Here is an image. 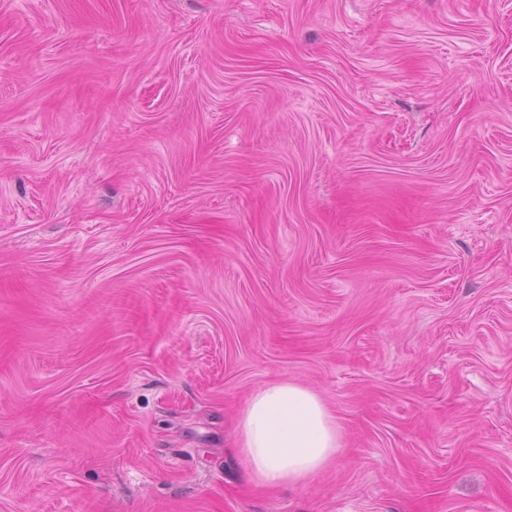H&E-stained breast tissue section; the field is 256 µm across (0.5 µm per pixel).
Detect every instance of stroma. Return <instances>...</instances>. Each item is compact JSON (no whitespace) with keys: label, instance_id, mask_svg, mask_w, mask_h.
Wrapping results in <instances>:
<instances>
[{"label":"stroma","instance_id":"35a3bbf8","mask_svg":"<svg viewBox=\"0 0 512 512\" xmlns=\"http://www.w3.org/2000/svg\"><path fill=\"white\" fill-rule=\"evenodd\" d=\"M0 512H512V0H0ZM237 444L254 482L267 487L299 484L336 455L339 429L311 389L275 383L249 400L237 426Z\"/></svg>","mask_w":512,"mask_h":512}]
</instances>
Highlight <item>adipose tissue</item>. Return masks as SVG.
<instances>
[{"mask_svg": "<svg viewBox=\"0 0 512 512\" xmlns=\"http://www.w3.org/2000/svg\"><path fill=\"white\" fill-rule=\"evenodd\" d=\"M237 444L254 482L267 487L299 484L335 456L339 429L311 389L275 383L249 400L237 426Z\"/></svg>", "mask_w": 512, "mask_h": 512, "instance_id": "ef3b65f1", "label": "adipose tissue"}]
</instances>
